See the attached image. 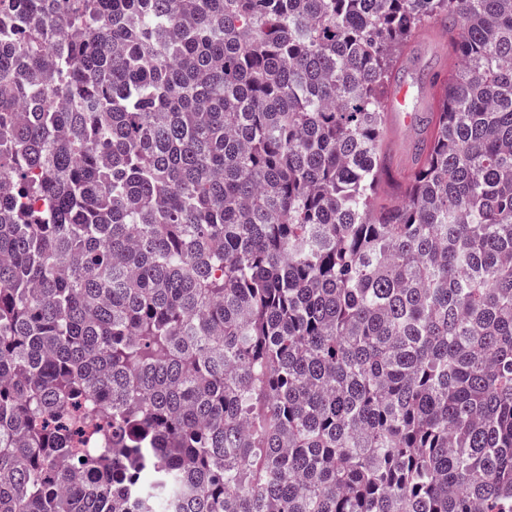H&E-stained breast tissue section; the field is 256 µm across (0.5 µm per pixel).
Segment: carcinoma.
Instances as JSON below:
<instances>
[{
  "instance_id": "cac0c4a2",
  "label": "carcinoma",
  "mask_w": 512,
  "mask_h": 512,
  "mask_svg": "<svg viewBox=\"0 0 512 512\" xmlns=\"http://www.w3.org/2000/svg\"><path fill=\"white\" fill-rule=\"evenodd\" d=\"M0 512H512V0H0ZM456 59L448 48V32L439 25H430L412 35L402 47L390 84L407 83L412 92V105L419 113L433 112L437 94L431 84L434 74L448 77L455 68ZM393 84V85H392ZM410 91L401 86L391 100L390 112L397 113L400 122L417 129L415 109L409 105ZM387 110V109H386ZM384 111L382 151L393 174L406 180L414 171L413 143L419 137L420 127L412 132L402 125L391 122Z\"/></svg>"
}]
</instances>
